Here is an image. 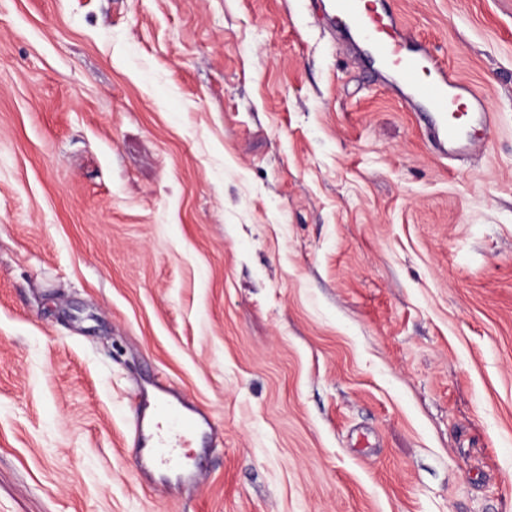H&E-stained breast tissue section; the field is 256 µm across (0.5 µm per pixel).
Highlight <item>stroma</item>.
<instances>
[{"label":"stroma","instance_id":"35a3bbf8","mask_svg":"<svg viewBox=\"0 0 512 512\" xmlns=\"http://www.w3.org/2000/svg\"><path fill=\"white\" fill-rule=\"evenodd\" d=\"M313 2L0 0V512H512V0H389L461 160ZM204 424L205 417L183 415L164 399L141 404L135 418L139 465L151 485L171 488L196 482V473L182 468L176 448H189Z\"/></svg>","mask_w":512,"mask_h":512}]
</instances>
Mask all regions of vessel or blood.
Returning <instances> with one entry per match:
<instances>
[{"mask_svg": "<svg viewBox=\"0 0 512 512\" xmlns=\"http://www.w3.org/2000/svg\"><path fill=\"white\" fill-rule=\"evenodd\" d=\"M323 19L333 31H360L368 55L397 74L416 104L430 114L431 135L442 152L461 158L482 142L494 121L492 113L434 49L409 45L402 21L386 0H333ZM203 425V419L182 414L166 400L141 404L135 418L139 465L150 484L170 488L196 482V473L183 469L180 452Z\"/></svg>", "mask_w": 512, "mask_h": 512, "instance_id": "vessel-or-blood-1", "label": "vessel or blood"}]
</instances>
